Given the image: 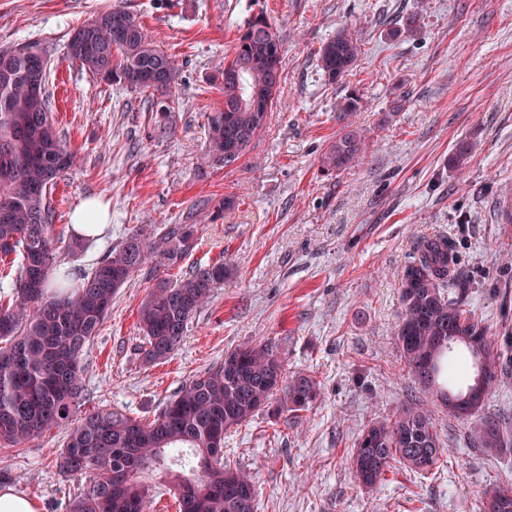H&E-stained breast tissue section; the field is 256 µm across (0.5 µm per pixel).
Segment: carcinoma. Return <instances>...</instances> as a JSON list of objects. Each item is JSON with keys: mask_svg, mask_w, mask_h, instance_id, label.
I'll use <instances>...</instances> for the list:
<instances>
[{"mask_svg": "<svg viewBox=\"0 0 512 512\" xmlns=\"http://www.w3.org/2000/svg\"><path fill=\"white\" fill-rule=\"evenodd\" d=\"M46 55L38 42L0 49V447L15 448L69 422L82 400V357L125 283L154 258L174 264L191 248L195 224H171L154 237L132 234L109 248L90 271L55 274L53 210L48 193L76 165L77 153L59 137L48 88L35 90L37 76L26 51ZM361 52L345 30L323 44L319 66L331 83L340 81ZM67 53L79 67L108 85L131 91L172 94L177 67L172 56L121 7L95 15L70 32ZM250 68L234 78L240 66ZM282 69V45L263 14L251 17L224 57L220 70L225 110L208 117L204 164L230 167L263 129L267 113L239 107L247 91L267 90L274 103ZM23 128L25 139L13 132ZM363 133L347 129L321 157L328 172L354 167L365 157ZM236 270L216 260L185 276L161 281L138 310L148 362L167 358L215 289ZM466 290L448 240H421L400 279L401 313L395 344L415 381L441 402L462 399L480 384L487 400L499 384L501 352L482 321L466 308ZM472 370L468 384L453 389L458 371ZM308 410L321 395L312 374L286 376L285 360L273 346L254 343L224 355V362L195 375L150 422L93 408L70 427L56 458L65 476L87 478L68 500L66 512H146L149 486L159 473L174 491L179 512H255L252 476L224 459V435L268 408ZM474 414L470 444L486 452L512 448V434ZM448 453L423 400L407 402L391 418L371 422L351 453L356 483L366 491L383 485L394 464L426 471Z\"/></svg>", "mask_w": 512, "mask_h": 512, "instance_id": "obj_1", "label": "carcinoma"}]
</instances>
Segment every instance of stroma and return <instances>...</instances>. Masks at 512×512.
Segmentation results:
<instances>
[{"label":"stroma","instance_id":"1","mask_svg":"<svg viewBox=\"0 0 512 512\" xmlns=\"http://www.w3.org/2000/svg\"><path fill=\"white\" fill-rule=\"evenodd\" d=\"M116 6L177 63L168 128L152 118V93L107 85L66 54L73 28ZM261 11L282 42L277 101L237 164L199 174L208 115L223 101L218 71ZM415 12L419 27L399 29ZM342 29L356 32L361 54L332 84L317 52ZM26 41L49 55L56 124L78 153L50 194L59 268H91L128 235L206 216L188 254L147 264L116 295L83 358V407L153 420L225 352L262 341L288 373L315 375L322 394L312 410L261 411L225 435V457L254 477L256 512H482L487 491L512 489V450L471 448L470 422L436 402L449 453L430 470L389 472L368 493L350 463L366 425L422 392L395 327L400 274L424 238H447L471 282L469 308L506 369L485 411L512 431V223L500 213L512 200V0H0V48ZM351 96L358 112H341ZM349 124L367 137L366 159L325 171L322 154ZM461 144L469 158L457 169L449 159ZM227 197L234 205L224 211ZM91 199L110 221L95 247L71 249L73 213ZM218 259L236 275L167 360L146 362L141 302L160 281ZM67 432L0 448V475L36 512H66L84 487L55 464Z\"/></svg>","mask_w":512,"mask_h":512}]
</instances>
